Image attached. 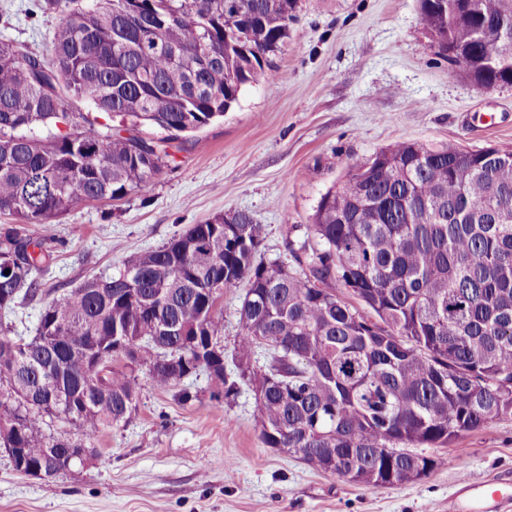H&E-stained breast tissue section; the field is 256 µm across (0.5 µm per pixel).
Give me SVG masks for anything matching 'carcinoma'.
<instances>
[{
    "instance_id": "carcinoma-1",
    "label": "carcinoma",
    "mask_w": 512,
    "mask_h": 512,
    "mask_svg": "<svg viewBox=\"0 0 512 512\" xmlns=\"http://www.w3.org/2000/svg\"><path fill=\"white\" fill-rule=\"evenodd\" d=\"M442 0H419L438 49L468 47L485 79L512 80V0H470L454 26ZM295 0H64L51 58L0 41V448L59 476L67 448H94L103 425L136 411L141 378L197 400L207 376L219 403L224 320L215 300L245 288L235 358L251 382L268 448L369 489L429 475L463 432L512 415V149L463 151L397 141L324 194L296 266L256 259L262 225L220 214L161 247L126 256L45 304L36 333L16 308L38 292L58 218L92 199L146 194L169 139L139 147L141 124L176 137L228 112L281 49ZM84 100L119 124L69 110ZM65 126L62 133L59 126ZM129 364L106 369L119 344ZM267 362L254 368L255 350ZM102 388L86 393L81 381ZM74 426V436L55 432Z\"/></svg>"
}]
</instances>
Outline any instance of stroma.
Instances as JSON below:
<instances>
[{"label":"stroma","instance_id":"obj_1","mask_svg":"<svg viewBox=\"0 0 512 512\" xmlns=\"http://www.w3.org/2000/svg\"><path fill=\"white\" fill-rule=\"evenodd\" d=\"M44 0H0V39L49 54L60 13ZM418 0H297L281 52L223 118L170 141L172 162L148 194L86 203L55 224L42 296L19 310L34 328L52 293L233 211L263 228L264 261L292 264L322 197L397 141L512 149V85L490 91L448 75ZM244 291H225L224 373L237 391L201 403L143 384L121 426L102 427L99 458L52 480L17 473L0 455V512H448L459 480L512 481V417L433 449L440 463L412 483L370 490L265 447L255 395L234 356Z\"/></svg>","mask_w":512,"mask_h":512}]
</instances>
